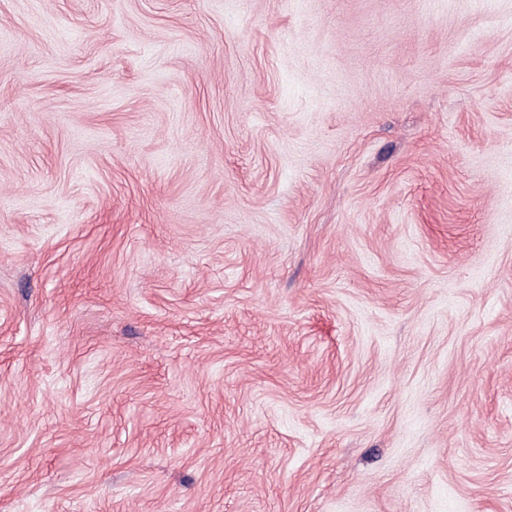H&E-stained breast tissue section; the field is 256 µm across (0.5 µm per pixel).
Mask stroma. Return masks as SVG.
I'll use <instances>...</instances> for the list:
<instances>
[{
	"label": "stroma",
	"instance_id": "obj_1",
	"mask_svg": "<svg viewBox=\"0 0 512 512\" xmlns=\"http://www.w3.org/2000/svg\"><path fill=\"white\" fill-rule=\"evenodd\" d=\"M0 512H512V0H0Z\"/></svg>",
	"mask_w": 512,
	"mask_h": 512
}]
</instances>
